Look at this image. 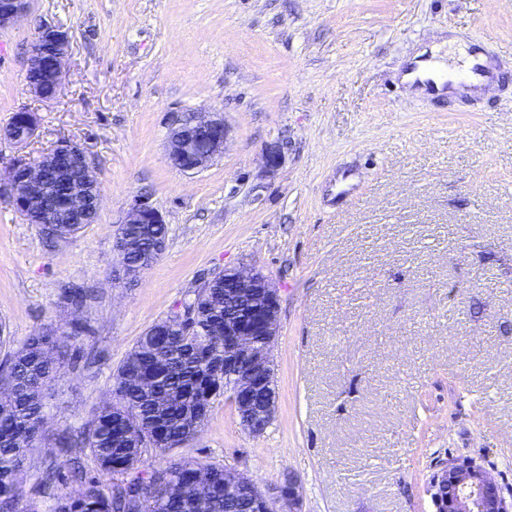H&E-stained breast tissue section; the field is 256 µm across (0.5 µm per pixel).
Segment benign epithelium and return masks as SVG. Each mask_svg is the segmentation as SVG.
<instances>
[{"label": "benign epithelium", "mask_w": 512, "mask_h": 512, "mask_svg": "<svg viewBox=\"0 0 512 512\" xmlns=\"http://www.w3.org/2000/svg\"><path fill=\"white\" fill-rule=\"evenodd\" d=\"M29 0H0V31L19 22L27 13ZM71 36L62 26L41 25L30 47L27 75L29 87L40 101L53 100L61 91L65 77V58ZM37 131V118L26 110L21 125L9 124L3 135L18 146L28 143ZM229 130L224 120L211 112H193L177 118L167 138L171 163L183 171H198L208 167L224 153ZM55 154L77 158L83 167L85 187L100 189L95 172L89 165L83 148L70 141L58 143L52 150L36 159L18 157L12 162L5 188L15 208L27 215L39 209L46 191L45 167ZM86 196L78 190L61 198L54 212L41 215L45 224H72L86 210ZM126 224H162L164 220L149 200L140 197L129 208ZM141 237L125 232L116 236L115 250L128 257L138 250ZM229 288L235 296L249 301L247 316L224 319V341L231 347L243 369L231 402L251 414H259L253 396L270 376L271 348L278 336L279 296L267 278L255 270L226 269ZM265 337L264 346L255 347L254 337ZM300 482L288 474V489L275 485L255 489L265 504V512H300ZM436 512H512V503L502 497L498 484L480 465L464 459H446L436 465L428 487Z\"/></svg>", "instance_id": "obj_1"}]
</instances>
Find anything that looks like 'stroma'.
I'll use <instances>...</instances> for the list:
<instances>
[{
	"label": "stroma",
	"mask_w": 512,
	"mask_h": 512,
	"mask_svg": "<svg viewBox=\"0 0 512 512\" xmlns=\"http://www.w3.org/2000/svg\"><path fill=\"white\" fill-rule=\"evenodd\" d=\"M69 29L60 94L30 93L40 23ZM495 74L476 96L432 99L402 72L443 41ZM34 110L35 138L0 140V182L20 155L79 144L100 182L95 223L46 238L0 196V327L82 330L43 392L44 439L78 435L140 336L224 268L259 270L279 295L277 402L259 436L228 398L175 457L260 486L287 473L301 512H434L436 463L467 457L512 501V0H31L0 32V129ZM230 130L208 168L167 154L174 115ZM279 146L278 168L265 167ZM168 226L136 286L113 280L115 234L138 196ZM89 297L72 312L62 293Z\"/></svg>",
	"instance_id": "1"
}]
</instances>
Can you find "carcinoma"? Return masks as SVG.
Wrapping results in <instances>:
<instances>
[{"instance_id":"cac0c4a2","label":"carcinoma","mask_w":512,"mask_h":512,"mask_svg":"<svg viewBox=\"0 0 512 512\" xmlns=\"http://www.w3.org/2000/svg\"><path fill=\"white\" fill-rule=\"evenodd\" d=\"M165 224L146 225V245H166ZM73 333L46 327L8 352L0 370V512H38L23 504L22 476L29 449L42 437L43 406L34 393L58 375L59 355ZM224 344V276L212 278L186 303V320H161L137 341L113 375L111 395L85 431L81 450L96 472L119 479L105 487L82 466L67 462L46 471L54 481L79 482L52 498L50 512H259L254 481H224V467L174 459L163 470L180 491L167 494L141 469L144 456H165L194 438L211 404L235 387L238 369Z\"/></svg>"}]
</instances>
